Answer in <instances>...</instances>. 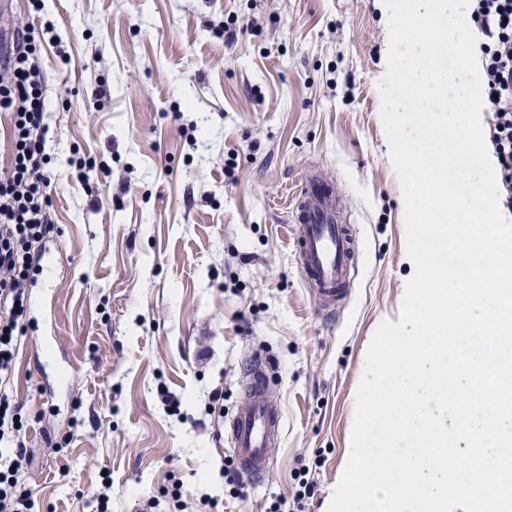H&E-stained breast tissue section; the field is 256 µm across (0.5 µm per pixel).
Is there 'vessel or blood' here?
Masks as SVG:
<instances>
[{"instance_id": "vessel-or-blood-1", "label": "vessel or blood", "mask_w": 512, "mask_h": 512, "mask_svg": "<svg viewBox=\"0 0 512 512\" xmlns=\"http://www.w3.org/2000/svg\"><path fill=\"white\" fill-rule=\"evenodd\" d=\"M292 234L305 288L319 303L322 318L334 315L354 265V235L342 221L340 199L326 176L306 172L290 208ZM245 391L231 420V443L241 478L259 482L282 433V414L269 396L274 362L257 352L248 359Z\"/></svg>"}]
</instances>
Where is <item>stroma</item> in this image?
I'll return each mask as SVG.
<instances>
[{
    "instance_id": "35a3bbf8",
    "label": "stroma",
    "mask_w": 512,
    "mask_h": 512,
    "mask_svg": "<svg viewBox=\"0 0 512 512\" xmlns=\"http://www.w3.org/2000/svg\"><path fill=\"white\" fill-rule=\"evenodd\" d=\"M14 0L49 23L41 66L55 224L29 288L10 392L33 512H328L369 343L412 268L381 117L383 0ZM246 33L227 41L230 19ZM111 99L96 108L95 93ZM95 159L77 178L79 158ZM323 169L356 271L321 319L287 221ZM277 364L283 432L265 478L229 488L248 355ZM167 389L180 402L169 412ZM311 492L300 495L301 485ZM180 500H173V489Z\"/></svg>"
}]
</instances>
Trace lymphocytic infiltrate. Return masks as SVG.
Returning a JSON list of instances; mask_svg holds the SVG:
<instances>
[{"label": "lymphocytic infiltrate", "instance_id": "lymphocytic-infiltrate-1", "mask_svg": "<svg viewBox=\"0 0 512 512\" xmlns=\"http://www.w3.org/2000/svg\"><path fill=\"white\" fill-rule=\"evenodd\" d=\"M482 37L483 109L488 137L499 164V198L512 209V0H469ZM7 65L0 67V112L10 115L13 157L0 170V443H12L10 462L0 468V512H32V495L16 474L26 457L14 440L18 406L7 391L15 367L20 320L36 267L32 252L53 230L51 179L46 169L48 110L35 30L19 27Z\"/></svg>", "mask_w": 512, "mask_h": 512}]
</instances>
